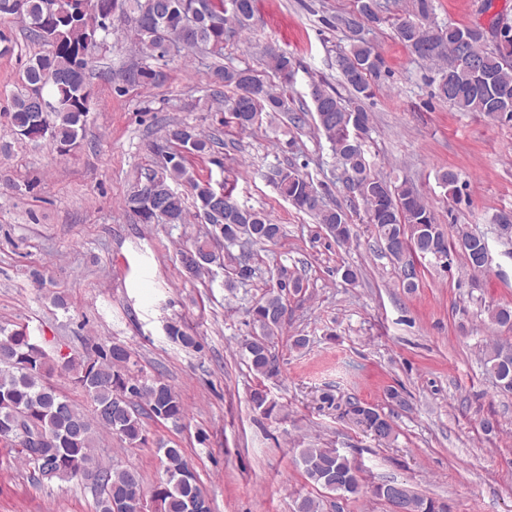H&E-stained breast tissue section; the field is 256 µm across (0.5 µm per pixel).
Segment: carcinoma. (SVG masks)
<instances>
[{
  "label": "carcinoma",
  "mask_w": 512,
  "mask_h": 512,
  "mask_svg": "<svg viewBox=\"0 0 512 512\" xmlns=\"http://www.w3.org/2000/svg\"><path fill=\"white\" fill-rule=\"evenodd\" d=\"M194 4L195 0H133L127 23L140 54L148 59L156 56L157 49L175 36L181 45L199 50L207 58L222 59L228 35L250 29L255 15V0H204L208 16L192 25L189 14ZM118 7L119 0H0V16L24 20L44 47L24 69L22 88L13 95L8 112L19 140L37 143L48 137L62 155L79 145L93 109L85 78L94 62V41H102L112 33V17ZM378 7L379 0H354L353 5L354 10L371 18L375 27L389 21L386 16L376 15ZM434 11V0H414L415 19L396 31L400 42L414 54L420 26L435 23ZM464 35L469 38L472 53L479 57L478 70L467 58L448 51V46ZM347 40L349 48L336 58L345 64L338 75L350 94L349 101H344L323 80L311 84L310 98L317 129L330 143L337 162L368 180L362 193L365 223L375 227L384 246L402 237L425 256L436 251L449 255L457 249L466 265L474 268V246L470 242L477 241V236L467 226H458L455 239L448 240L413 186L405 182L396 186L371 174L363 149V134L369 125L365 100L373 96L372 82L380 79L383 60L366 34L349 35ZM418 58L435 64L436 94L451 107L512 125L511 38L494 46L479 25L445 24L439 27V40L434 47L426 54H418ZM265 64L281 85L267 83L248 101L240 99L239 93L252 69L214 66L215 80L232 89V95L224 97V109L242 129L259 123L265 112L288 111L286 90L296 73L295 61L287 52L271 49L266 53ZM178 130L183 135L185 151L194 154L210 150V141L195 128L183 125ZM161 154L165 173L159 176L157 203L147 205L134 191L126 205L143 224H184L186 200L172 184L182 180L190 183L198 216L212 224L214 233L196 239L181 251L186 273L198 277L209 270L215 258L213 242L220 239L226 247L234 245L238 238H254L262 246L279 239L281 225L268 213L239 206L230 221L208 214L215 196L222 194L230 200L232 190L224 185L216 189L211 181L190 176L185 157L176 150H163ZM276 176L280 194L297 210L315 217L336 240L346 242L351 238L354 225L344 210L327 205L318 209L307 206L311 196L320 195L313 182L294 168L279 167ZM290 290L300 291V282L281 279L252 308L253 321L258 323L261 334L253 337L245 350L250 370L259 376L277 371L267 352L274 349L283 325L277 316L278 308L283 306V292ZM168 335L185 347L196 345L195 337L176 322L168 326ZM130 359V349L114 343L100 348L97 358L91 361L73 355L60 364L51 361L23 326L0 336V439L17 441L18 425L30 432L44 431L45 441L37 448L9 445L37 483L42 476L50 482H81L86 472H105L106 487L92 490L96 512H114L113 503L123 497L128 483L141 478L134 468L102 464L97 454L101 434L118 438L130 449L141 448L149 441L142 417L176 426L186 416L185 406L172 387L160 378L149 381L132 372ZM484 364L504 388L512 390L511 347L493 346L485 353ZM58 370L67 373L90 396L95 404L92 415L85 414L56 390L51 378ZM251 402L268 416L277 407L261 388L251 392ZM353 415L379 442L391 439L392 423L378 408L356 405ZM158 448L163 451V475L150 494L159 502L160 512H211L210 500L182 450L164 443ZM299 463L308 479L321 487L344 497L358 494L359 467L338 450L304 448ZM407 502L414 512H447L440 500L410 489Z\"/></svg>",
  "instance_id": "carcinoma-1"
}]
</instances>
